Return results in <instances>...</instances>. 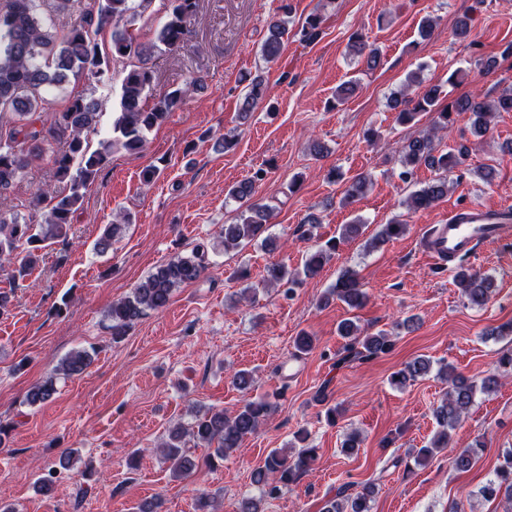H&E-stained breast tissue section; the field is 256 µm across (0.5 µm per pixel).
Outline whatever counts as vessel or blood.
Wrapping results in <instances>:
<instances>
[{
    "label": "vessel or blood",
    "instance_id": "1",
    "mask_svg": "<svg viewBox=\"0 0 512 512\" xmlns=\"http://www.w3.org/2000/svg\"><path fill=\"white\" fill-rule=\"evenodd\" d=\"M512 237V207L485 209L459 206L444 223L434 225L424 242V250L437 264L455 263L462 256L475 254L485 245Z\"/></svg>",
    "mask_w": 512,
    "mask_h": 512
}]
</instances>
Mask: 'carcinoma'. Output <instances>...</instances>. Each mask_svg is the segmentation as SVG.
Returning a JSON list of instances; mask_svg holds the SVG:
<instances>
[{
  "mask_svg": "<svg viewBox=\"0 0 512 512\" xmlns=\"http://www.w3.org/2000/svg\"><path fill=\"white\" fill-rule=\"evenodd\" d=\"M60 13L76 11L78 19L65 28L58 29L42 21L38 16L36 0H8L5 11H0V128H8L5 142H0V194L23 179L28 169L46 154H51L55 181L63 184L58 190L52 184L36 187L33 204L44 210L39 227L20 221L12 214L0 210V271L8 272L13 280H23L30 275L39 261V252L48 241H65L69 237L74 214L83 201V189L92 183L112 159L116 151L128 154L141 152L147 135L161 125L169 114L178 109L190 91L203 85L200 77H194L183 88H177L148 105V91L153 83V71L148 61L153 50L162 46L181 49L188 46L191 37V20L196 14L198 0H170L166 20L156 30L155 41L141 43L130 31L136 20L142 18L152 0H56ZM323 16L309 14L301 24L302 40L314 43L323 34ZM286 19H275L268 26L261 51L271 60L283 51V37L288 32ZM112 27L111 47L102 49L98 36ZM350 51L361 58L366 68L373 69L380 63L378 49L368 44L362 34L351 36ZM128 60L119 95V112L112 124V135L98 142L91 150L84 134L95 128L102 103L93 94L77 93L69 96L64 111L55 114L50 123L41 119L48 101L45 91L50 86H60L69 77L82 75L103 80L113 60ZM273 87L260 77L252 79L239 105L241 118H247L254 108L270 99ZM440 90L430 87L423 95L414 98L404 93L394 98L399 108L397 121L413 122L422 112L436 114L433 130L421 137L404 143L400 150L399 178L410 179L414 169L425 165L436 171V177L410 197L414 210H427L448 192V173L462 169L468 157L464 145L440 149L434 143L438 133L448 129L452 114H467L473 132L485 135L490 128V117L496 112H512V93L493 100L478 96H465L452 107H440ZM258 171L250 179L241 181L228 190V195L240 203V212L233 224L221 226L218 239L224 251L235 250L256 240L266 226L268 208L253 201L256 182L263 179ZM366 178L353 180L345 189L342 203L349 205L362 195ZM130 218L123 217L118 224H109L94 243V250L104 254L112 249V241L118 237ZM363 225L345 224L339 236L311 249L305 256L302 270L291 272L284 265L268 269L271 281L288 286L300 285L316 275L336 253L340 242L360 235ZM407 225L393 219L381 225L373 244H382L402 236ZM208 246L200 243L186 258L170 260L156 268L132 292L112 303L108 311L112 339L125 336L149 311H162L168 307L175 290L199 281L210 262ZM454 282L462 296L475 307L485 306L494 293L492 279L473 268L460 266L454 272ZM368 295L353 270H346L334 287L322 296L320 304L327 305L339 300L351 309L362 307ZM339 335L346 340L339 361L350 362L375 358L391 351L390 336L379 331L373 334L361 332L352 319L338 325ZM94 360V353L82 349L66 356L54 374L32 386L25 396L29 406L45 404L56 394V376L71 377L82 373ZM432 369L431 361L418 357L408 362L404 369L393 373L390 383L396 387L406 381L427 376ZM439 373L448 380V392L433 409V416L440 427L429 446L417 450V460L425 461L438 448L449 445V431L454 429L462 416L474 405L477 392L487 393L499 383L498 371L476 379L456 372L444 365ZM275 405L267 398L247 399L232 415L222 409L210 408L193 413L189 426L175 427L168 440L161 443V452L169 470L176 479L188 476L197 466L184 437L193 440L195 448H210L213 455L224 460L233 454L243 440L254 434L268 420ZM302 446L293 456L279 449L271 450L261 466L252 473V482L259 495L244 496L238 502V512H263L261 505L267 499L277 498L282 488L295 483L315 460V449L303 445L306 431L297 434ZM479 441L469 448L452 452L456 470L466 472L478 461ZM374 493L370 485L355 489L350 484L342 486L335 497L325 500L320 512H371L368 505ZM485 499L499 495L512 503V448L499 455V462L492 476L479 490Z\"/></svg>",
  "mask_w": 512,
  "mask_h": 512,
  "instance_id": "obj_1",
  "label": "carcinoma"
}]
</instances>
